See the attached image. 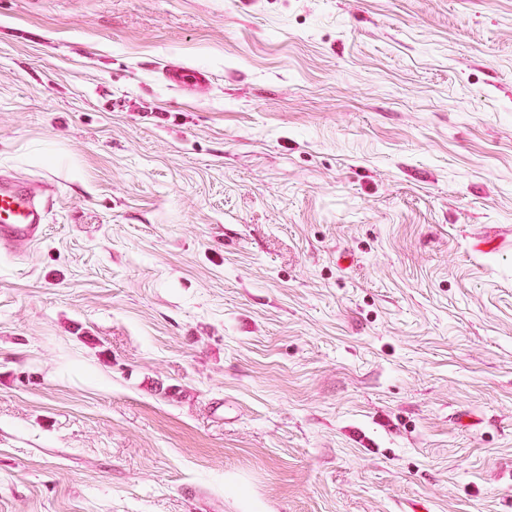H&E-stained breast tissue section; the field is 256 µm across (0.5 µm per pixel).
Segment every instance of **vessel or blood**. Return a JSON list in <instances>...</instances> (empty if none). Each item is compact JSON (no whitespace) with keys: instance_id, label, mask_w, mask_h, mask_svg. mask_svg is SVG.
<instances>
[{"instance_id":"obj_1","label":"vessel or blood","mask_w":512,"mask_h":512,"mask_svg":"<svg viewBox=\"0 0 512 512\" xmlns=\"http://www.w3.org/2000/svg\"><path fill=\"white\" fill-rule=\"evenodd\" d=\"M167 81L180 88H193L206 77L197 70L170 68L164 73ZM46 208L34 193L20 181L7 178L0 181V246L7 248L20 243L38 241L43 233Z\"/></svg>"}]
</instances>
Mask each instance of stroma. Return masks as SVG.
I'll use <instances>...</instances> for the list:
<instances>
[{"label": "stroma", "instance_id": "35a3bbf8", "mask_svg": "<svg viewBox=\"0 0 512 512\" xmlns=\"http://www.w3.org/2000/svg\"><path fill=\"white\" fill-rule=\"evenodd\" d=\"M8 172L0 512H512V0H0ZM164 76L167 81L180 88H193L206 80L200 71L184 67L167 69ZM46 207L34 193L14 178L0 181V245L8 248L34 243L43 233Z\"/></svg>", "mask_w": 512, "mask_h": 512}]
</instances>
